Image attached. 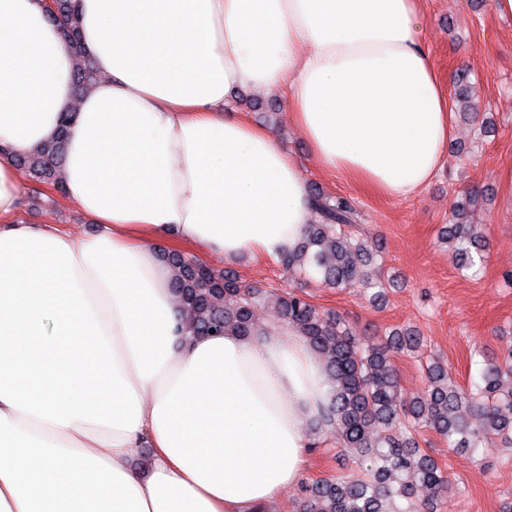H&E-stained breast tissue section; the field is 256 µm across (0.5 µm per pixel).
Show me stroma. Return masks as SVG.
Returning <instances> with one entry per match:
<instances>
[{"label": "stroma", "mask_w": 512, "mask_h": 512, "mask_svg": "<svg viewBox=\"0 0 512 512\" xmlns=\"http://www.w3.org/2000/svg\"><path fill=\"white\" fill-rule=\"evenodd\" d=\"M423 41L446 86L467 70L479 102L476 119L455 120L447 158L430 184L405 198L383 196L340 175L320 169L298 128L288 120V102L275 93H256L257 107L246 114L254 123H276L281 144L298 160L309 186L354 201L361 220L356 227L382 246L380 264L395 278L385 300L320 284L317 276L284 272L273 260L242 256L206 258L217 271L235 273L243 285L262 291L300 287L319 309L343 316L357 333H380L412 326L429 350L448 364L461 386L480 383L490 358L512 349V19L497 17L490 0H422ZM477 193L475 221L485 242V259L469 273L456 270L447 245L438 240L456 204ZM20 218L27 224H59L76 235L96 225L60 198L58 183L26 179ZM419 444L448 474L452 496L443 512H501L512 501V451L490 435L476 453L456 451L433 431ZM353 463L334 445L309 453L301 476L309 482L352 470Z\"/></svg>", "instance_id": "35a3bbf8"}]
</instances>
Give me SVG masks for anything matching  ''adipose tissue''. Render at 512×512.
<instances>
[{"label":"adipose tissue","mask_w":512,"mask_h":512,"mask_svg":"<svg viewBox=\"0 0 512 512\" xmlns=\"http://www.w3.org/2000/svg\"><path fill=\"white\" fill-rule=\"evenodd\" d=\"M79 22L83 89L42 0H0V512H262L331 383L293 326L192 334L161 249L275 258L316 218L242 86L287 98L326 171L428 185L453 127L420 0H80ZM73 109L80 238L16 219L17 158Z\"/></svg>","instance_id":"ef3b65f1"}]
</instances>
